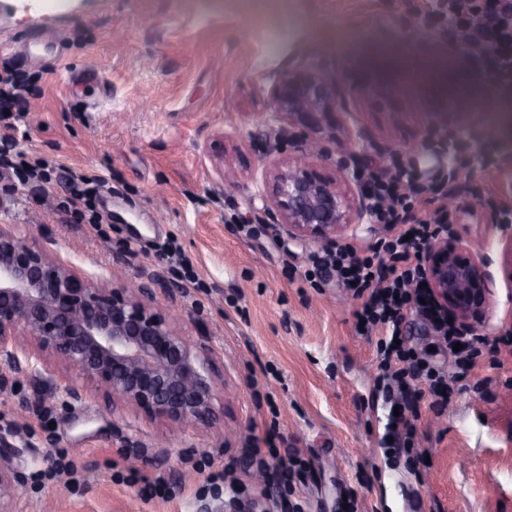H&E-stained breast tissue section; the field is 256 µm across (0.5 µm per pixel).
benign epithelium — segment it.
<instances>
[{
	"mask_svg": "<svg viewBox=\"0 0 512 512\" xmlns=\"http://www.w3.org/2000/svg\"><path fill=\"white\" fill-rule=\"evenodd\" d=\"M369 92L341 73L328 77L305 54L288 60L272 79L268 95L283 136L299 133L301 155L269 163L272 205L289 236L329 242L367 223L368 202L348 165L327 177L304 148L335 132L342 106ZM439 148L450 180L471 178L493 164L476 147L460 174L461 143L451 128ZM424 267L431 296L446 316L463 330L482 320L492 279L480 243L464 242L450 226L426 245ZM180 319L176 308L155 311L134 285L105 288L52 259L14 225H0V364L6 368L38 366L50 377L64 369L90 381L112 404L151 421L210 427L218 421L221 387L213 352L184 336L176 327ZM22 481L13 450L0 443V512H15Z\"/></svg>",
	"mask_w": 512,
	"mask_h": 512,
	"instance_id": "7a95c632",
	"label": "benign epithelium"
}]
</instances>
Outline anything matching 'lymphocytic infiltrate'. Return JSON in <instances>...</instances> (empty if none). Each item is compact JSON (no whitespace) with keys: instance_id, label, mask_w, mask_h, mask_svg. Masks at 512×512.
<instances>
[{"instance_id":"lymphocytic-infiltrate-1","label":"lymphocytic infiltrate","mask_w":512,"mask_h":512,"mask_svg":"<svg viewBox=\"0 0 512 512\" xmlns=\"http://www.w3.org/2000/svg\"><path fill=\"white\" fill-rule=\"evenodd\" d=\"M448 27L455 34L457 52L484 64V75L491 86L512 85V0H486L478 15L472 13L468 0H448ZM410 187L409 180L395 176L371 198L372 222L399 229L398 235L382 248L360 251L339 246L317 259L318 264L334 269L339 285L352 288L361 299L356 311L359 329L381 333L378 352L382 373L378 384L400 410L393 449L406 455L412 454L416 438V427L408 416L411 382L424 380L438 402L447 399L449 388L444 370L429 366L411 347L401 343V324L406 315L415 310L437 322L447 348L454 351L459 370H467L482 342L478 336L461 339L454 325L441 321L435 306L425 300L421 248L433 226L429 217L409 222L402 215ZM246 454L256 470L271 471L263 489L267 495L279 494L308 465L298 452L274 462L261 448L247 449Z\"/></svg>"}]
</instances>
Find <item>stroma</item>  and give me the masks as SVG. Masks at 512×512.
I'll list each match as a JSON object with an SVG mask.
<instances>
[{
  "label": "stroma",
  "mask_w": 512,
  "mask_h": 512,
  "mask_svg": "<svg viewBox=\"0 0 512 512\" xmlns=\"http://www.w3.org/2000/svg\"><path fill=\"white\" fill-rule=\"evenodd\" d=\"M438 0H0V40L30 44L18 63L30 92L25 124L0 153L35 150L51 174L20 183L0 166V224L80 274L153 289L157 309L181 310L180 329L214 351L227 382L217 410L223 427L167 428L90 396L72 375L45 380L24 371L0 389V437L26 475L18 512H218L224 481L234 497L261 495L244 450L297 448L311 471L292 503L302 512H512V278L504 239L489 224H465L484 242L493 295L476 333L486 338L471 370L450 380L434 404L424 383L409 463L389 447L390 405L380 390L377 333L356 328L358 300L329 268L313 269L327 244L291 239L276 223L266 178L270 136L279 127L267 90L295 53L327 69L342 66L373 89L350 102L358 141L324 137L319 171L340 160L355 173L384 168L411 175L409 213L452 193L484 212L512 184V88H490L481 69L455 57L452 83L419 75L424 56L451 54ZM391 48L392 71L373 56ZM493 128L500 166L445 181L415 105ZM97 174L102 223L64 209L71 174ZM177 247L185 266L170 263ZM312 278H305V271ZM195 277L197 287L186 285ZM407 343L452 370L437 327L407 315ZM164 476L167 496L148 481Z\"/></svg>",
  "instance_id": "1"
}]
</instances>
